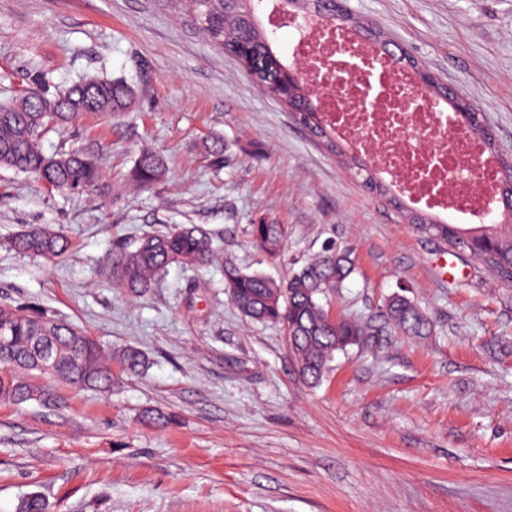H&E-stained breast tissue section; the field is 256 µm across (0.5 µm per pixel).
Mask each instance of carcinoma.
<instances>
[{
	"mask_svg": "<svg viewBox=\"0 0 512 512\" xmlns=\"http://www.w3.org/2000/svg\"><path fill=\"white\" fill-rule=\"evenodd\" d=\"M208 40L219 49L242 45L254 54L274 53L272 41L262 27L258 11L262 0H187ZM135 99L133 89L121 79L84 76L63 90L43 88L26 92L0 105V167L13 169L58 190L95 189L101 168L93 159L74 151L47 154L41 140L50 131L72 125L94 114L116 118L128 111ZM306 88L299 87L290 107L308 125L314 136L331 152H337L336 132L320 122L317 113L306 112ZM167 173L163 158L151 151L141 154L133 171L140 187L162 181ZM502 184L498 204L511 221L461 228L440 224L428 214L410 217L422 234L448 243L486 263L500 282L512 285V164L499 170ZM252 243L268 261L281 258L287 242L283 224L251 225ZM21 253L47 259L67 253L71 240L61 231L39 228L23 231L11 241ZM215 259L210 234L198 225H180L150 232L134 248L123 247L112 256L106 273L113 285L132 296L147 292L156 279L173 265L205 267ZM350 250L328 248L286 277L273 278L262 272H244L224 266V291L240 315L249 322L279 324L303 379L317 386L331 367L336 353L359 345L375 333L366 320L334 316L325 300L338 295L354 273ZM385 327L406 336H426L431 324L414 299L391 295L384 304ZM0 328L9 342L0 348V370L43 371L44 353L52 366L48 374L76 388L108 391L112 388V360L132 375L146 366L145 355L127 346L107 352L79 328L53 320L41 312H26L0 305ZM38 396L36 389L12 376L0 387V398L24 403Z\"/></svg>",
	"mask_w": 512,
	"mask_h": 512,
	"instance_id": "carcinoma-1",
	"label": "carcinoma"
}]
</instances>
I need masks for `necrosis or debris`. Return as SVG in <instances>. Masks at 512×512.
Listing matches in <instances>:
<instances>
[{
	"label": "necrosis or debris",
	"instance_id": "4bbe7bcc",
	"mask_svg": "<svg viewBox=\"0 0 512 512\" xmlns=\"http://www.w3.org/2000/svg\"><path fill=\"white\" fill-rule=\"evenodd\" d=\"M291 54L316 79L321 105L337 135L370 154L413 203L461 221L491 207L494 174L472 141L448 131L445 113L414 105L409 75L385 67L334 24H297ZM480 166L479 180L466 170Z\"/></svg>",
	"mask_w": 512,
	"mask_h": 512
}]
</instances>
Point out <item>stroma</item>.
Returning a JSON list of instances; mask_svg holds the SVG:
<instances>
[{"label": "stroma", "instance_id": "obj_1", "mask_svg": "<svg viewBox=\"0 0 512 512\" xmlns=\"http://www.w3.org/2000/svg\"><path fill=\"white\" fill-rule=\"evenodd\" d=\"M427 70L463 90L512 157V0H346ZM120 78L134 107L87 115L46 152L98 159L90 193L0 169V304L139 348L143 374L113 365L111 391L36 371L43 396L0 399V512L38 495L54 512H512V287L466 252L417 232L367 193L288 108L213 47L167 0H0V102L84 75ZM221 138L217 159L206 140ZM164 180L130 179L142 151ZM288 228L268 264L249 227ZM178 224L206 229L216 261L170 267L138 297L113 286V250ZM51 226L72 248L15 251ZM356 270L332 314L379 331L337 354L318 387L298 374L281 326L242 318L223 288L231 264L287 275L326 248ZM414 298L433 325L389 333L381 305ZM169 414L159 427L146 412Z\"/></svg>", "mask_w": 512, "mask_h": 512}]
</instances>
